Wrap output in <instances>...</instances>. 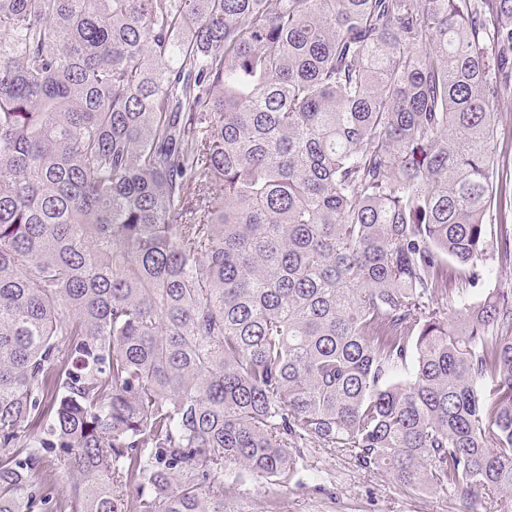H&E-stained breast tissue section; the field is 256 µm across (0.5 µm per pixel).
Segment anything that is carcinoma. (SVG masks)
Listing matches in <instances>:
<instances>
[{
  "label": "carcinoma",
  "mask_w": 512,
  "mask_h": 512,
  "mask_svg": "<svg viewBox=\"0 0 512 512\" xmlns=\"http://www.w3.org/2000/svg\"><path fill=\"white\" fill-rule=\"evenodd\" d=\"M510 76L512 0H0V512H224L309 439L511 500ZM496 143L495 150V160L494 167L492 169L493 172V181L497 184L505 185L507 182V189L509 190V170L508 165L510 161V171H511V163H512V139L503 138L502 135L499 136ZM499 161V163H498ZM498 164V165H497ZM485 270V280L471 289L475 299H480L488 288H512V265L502 267L496 257V259H487Z\"/></svg>",
  "instance_id": "1"
}]
</instances>
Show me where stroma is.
I'll use <instances>...</instances> for the list:
<instances>
[{"label": "stroma", "instance_id": "35a3bbf8", "mask_svg": "<svg viewBox=\"0 0 512 512\" xmlns=\"http://www.w3.org/2000/svg\"><path fill=\"white\" fill-rule=\"evenodd\" d=\"M287 486L258 479L239 485L226 512H462L447 494L410 490L392 476L358 466L351 452L310 440Z\"/></svg>", "mask_w": 512, "mask_h": 512}]
</instances>
